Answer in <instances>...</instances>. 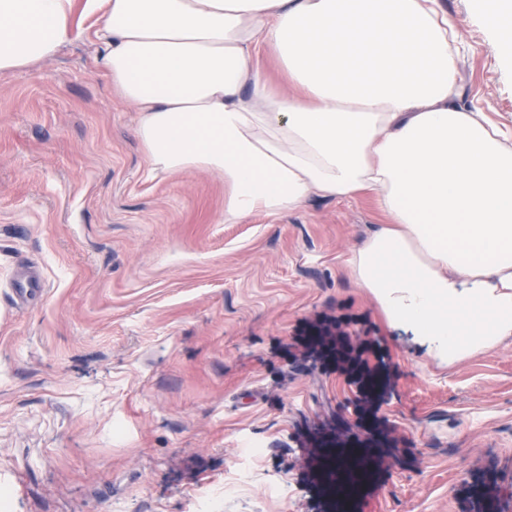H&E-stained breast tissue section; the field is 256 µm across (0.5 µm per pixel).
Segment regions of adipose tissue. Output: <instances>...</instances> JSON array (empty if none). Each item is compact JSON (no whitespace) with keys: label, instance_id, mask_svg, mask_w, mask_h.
<instances>
[{"label":"adipose tissue","instance_id":"ef3b65f1","mask_svg":"<svg viewBox=\"0 0 512 512\" xmlns=\"http://www.w3.org/2000/svg\"><path fill=\"white\" fill-rule=\"evenodd\" d=\"M512 62V0H475ZM77 38L139 115L153 181L224 179V221L367 196L353 277L426 355L512 339V138L460 100L442 0H0V77Z\"/></svg>","mask_w":512,"mask_h":512}]
</instances>
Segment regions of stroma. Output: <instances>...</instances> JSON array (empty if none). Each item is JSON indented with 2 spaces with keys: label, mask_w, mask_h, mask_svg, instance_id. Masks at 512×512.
<instances>
[{
  "label": "stroma",
  "mask_w": 512,
  "mask_h": 512,
  "mask_svg": "<svg viewBox=\"0 0 512 512\" xmlns=\"http://www.w3.org/2000/svg\"><path fill=\"white\" fill-rule=\"evenodd\" d=\"M444 6L512 132V67ZM96 51L0 79V512H512V340L441 367L389 325L351 277L367 198L227 224L218 172L145 181ZM328 447L370 460L350 496ZM43 288L39 270L36 267H29L19 275L15 294L19 303L28 302Z\"/></svg>",
  "instance_id": "stroma-1"
}]
</instances>
